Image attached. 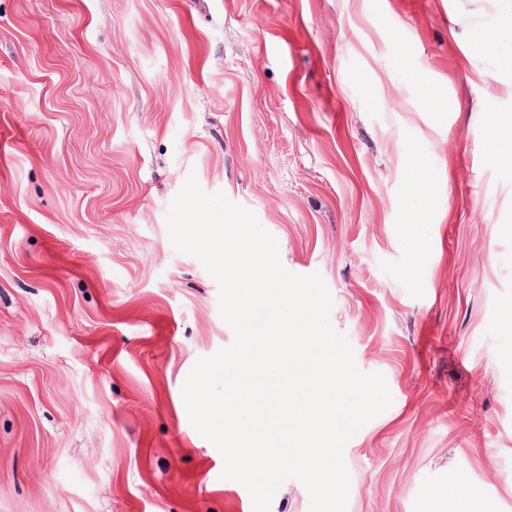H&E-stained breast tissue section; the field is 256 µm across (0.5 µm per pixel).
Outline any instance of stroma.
<instances>
[{
    "instance_id": "stroma-1",
    "label": "stroma",
    "mask_w": 512,
    "mask_h": 512,
    "mask_svg": "<svg viewBox=\"0 0 512 512\" xmlns=\"http://www.w3.org/2000/svg\"><path fill=\"white\" fill-rule=\"evenodd\" d=\"M506 0H0V512H253L182 386L232 344L189 174L320 273L391 406L347 512H512ZM444 98L430 106L432 92ZM422 168H415L414 159ZM493 155L497 159L507 160L512 158V118L504 120L497 118L494 125ZM455 504L454 512H494L487 500L462 480L456 483Z\"/></svg>"
}]
</instances>
